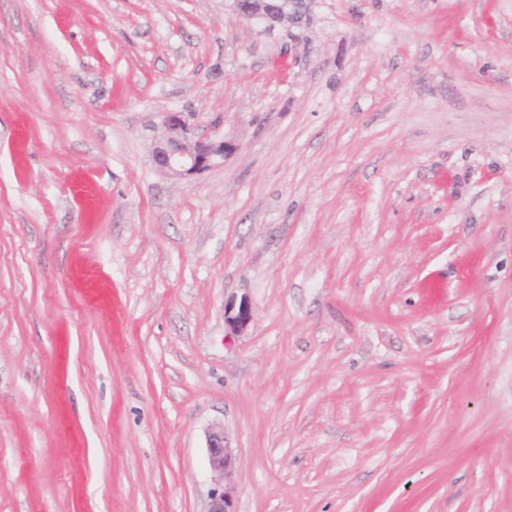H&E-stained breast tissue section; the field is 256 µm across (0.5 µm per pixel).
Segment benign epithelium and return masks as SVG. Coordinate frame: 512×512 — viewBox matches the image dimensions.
<instances>
[{"instance_id": "benign-epithelium-1", "label": "benign epithelium", "mask_w": 512, "mask_h": 512, "mask_svg": "<svg viewBox=\"0 0 512 512\" xmlns=\"http://www.w3.org/2000/svg\"><path fill=\"white\" fill-rule=\"evenodd\" d=\"M225 7L236 18L263 21L269 25L298 20L302 15V0H225ZM166 134L152 153V162L159 170L184 177L206 171L231 153L235 146L212 138L209 128L192 124L181 112L164 116ZM253 317L251 301L243 296L224 304V323L227 335L237 336ZM208 459L214 474V487L208 495L206 512H236L234 508L233 475L236 458L228 447L224 428L214 427L208 434Z\"/></svg>"}]
</instances>
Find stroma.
<instances>
[{"label": "stroma", "mask_w": 512, "mask_h": 512, "mask_svg": "<svg viewBox=\"0 0 512 512\" xmlns=\"http://www.w3.org/2000/svg\"><path fill=\"white\" fill-rule=\"evenodd\" d=\"M305 3L0 0V512H512V0ZM225 7L236 18L263 21L270 26L297 21L302 15L301 0H225ZM166 134L152 153V162L159 170L184 177L206 171L231 153L234 145L214 140L207 125L191 124L182 112L164 116ZM252 317V304L245 296H242L239 301L232 298L224 304V323L228 329V335L241 334L250 324ZM207 442L209 464L214 474V487L208 495L206 512H236L232 486L236 458L227 445L223 427L212 428Z\"/></svg>", "instance_id": "1"}]
</instances>
